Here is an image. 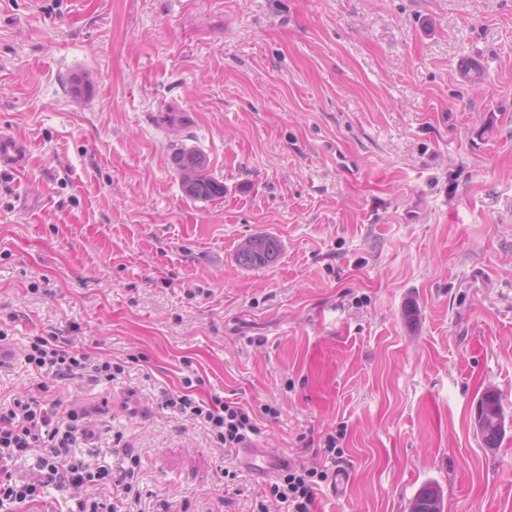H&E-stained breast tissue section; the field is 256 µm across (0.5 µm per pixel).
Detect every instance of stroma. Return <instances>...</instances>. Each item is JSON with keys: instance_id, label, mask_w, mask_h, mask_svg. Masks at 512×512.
Wrapping results in <instances>:
<instances>
[{"instance_id": "stroma-1", "label": "stroma", "mask_w": 512, "mask_h": 512, "mask_svg": "<svg viewBox=\"0 0 512 512\" xmlns=\"http://www.w3.org/2000/svg\"><path fill=\"white\" fill-rule=\"evenodd\" d=\"M1 130L30 174L0 172V398L33 336L122 364L53 395L140 455L142 512H253L270 482L162 409L187 377L275 409L256 442L291 465L335 436L350 480L315 512L429 482L512 512V0H0ZM182 147L222 199L184 193ZM260 233L277 260L240 267ZM488 395H492L494 397L493 405L495 407V413L491 417H488L487 422L482 427L486 415L491 414L494 411V408H487L484 404H476L473 412V424L476 429H480V427H482L481 430L476 431V433L480 437L484 446L490 442L493 445V448L487 449L489 451H494L495 448L500 449L505 435V414L501 396L494 389H485L479 397L478 402L483 403Z\"/></svg>"}]
</instances>
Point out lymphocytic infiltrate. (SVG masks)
<instances>
[{
    "label": "lymphocytic infiltrate",
    "instance_id": "1",
    "mask_svg": "<svg viewBox=\"0 0 512 512\" xmlns=\"http://www.w3.org/2000/svg\"><path fill=\"white\" fill-rule=\"evenodd\" d=\"M24 360L39 382L35 391L0 401V512H20L22 506L41 501L51 485L71 490L75 512H136L141 501L139 456L127 452L112 463L98 452L77 454L80 442L93 435L88 414L74 405L62 408L49 394L51 382L87 376L110 383L124 374V367L74 349L55 336L33 337ZM163 405L203 424L228 456L260 431L255 413L236 402L215 398L207 403L174 391L164 393ZM26 456L35 457L37 475L15 472V463ZM328 478L325 470L282 467L265 500L257 503V512H269L271 500L285 505L287 512H313L314 490Z\"/></svg>",
    "mask_w": 512,
    "mask_h": 512
}]
</instances>
